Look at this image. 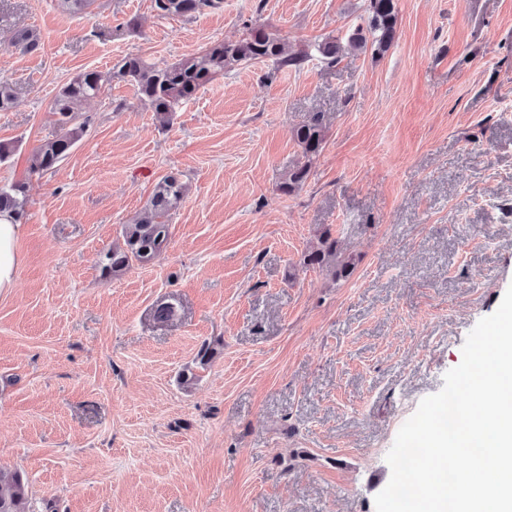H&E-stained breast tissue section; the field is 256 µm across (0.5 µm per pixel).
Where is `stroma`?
<instances>
[{
	"label": "stroma",
	"mask_w": 512,
	"mask_h": 512,
	"mask_svg": "<svg viewBox=\"0 0 512 512\" xmlns=\"http://www.w3.org/2000/svg\"><path fill=\"white\" fill-rule=\"evenodd\" d=\"M365 3L224 0L172 19L152 0H0L15 88L0 184L27 186L0 294V468L25 473L31 512H376L399 429L512 287V0H397L384 55L321 64L316 44ZM251 24L310 60L233 66L167 124L113 82L72 153L32 172L77 73L128 54L168 65ZM20 28L37 51L9 46ZM315 112L323 149L282 194ZM172 172L188 192L166 247L103 271ZM327 229L349 277L302 265Z\"/></svg>",
	"instance_id": "stroma-1"
}]
</instances>
